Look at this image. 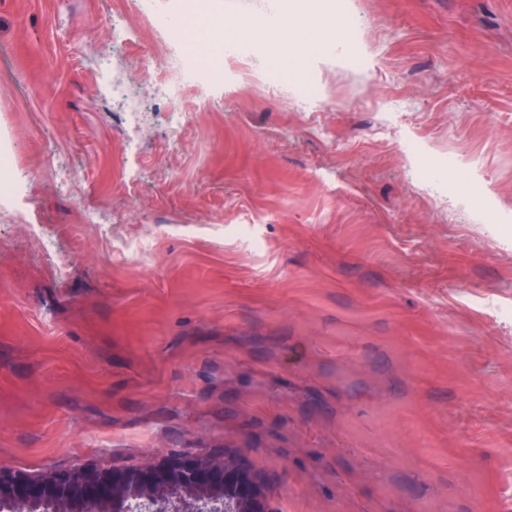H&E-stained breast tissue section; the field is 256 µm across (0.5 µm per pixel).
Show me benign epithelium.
<instances>
[{
    "mask_svg": "<svg viewBox=\"0 0 512 512\" xmlns=\"http://www.w3.org/2000/svg\"><path fill=\"white\" fill-rule=\"evenodd\" d=\"M0 512H272L260 477L230 452L101 462L30 474L0 462Z\"/></svg>",
    "mask_w": 512,
    "mask_h": 512,
    "instance_id": "7a95c632",
    "label": "benign epithelium"
}]
</instances>
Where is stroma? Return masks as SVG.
<instances>
[{
  "label": "stroma",
  "instance_id": "35a3bbf8",
  "mask_svg": "<svg viewBox=\"0 0 512 512\" xmlns=\"http://www.w3.org/2000/svg\"><path fill=\"white\" fill-rule=\"evenodd\" d=\"M135 2L0 0V459L512 512V0H336L343 58L251 40L178 106Z\"/></svg>",
  "mask_w": 512,
  "mask_h": 512
}]
</instances>
